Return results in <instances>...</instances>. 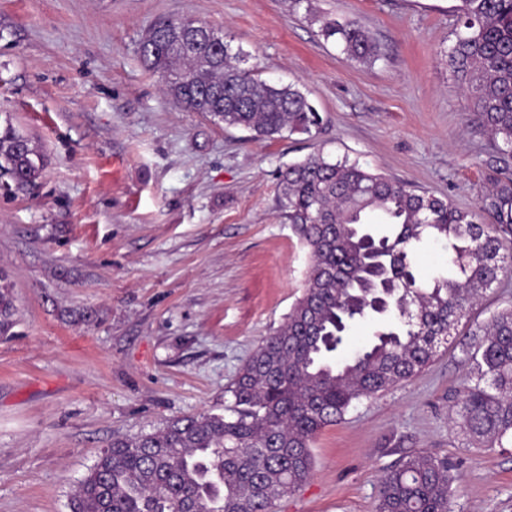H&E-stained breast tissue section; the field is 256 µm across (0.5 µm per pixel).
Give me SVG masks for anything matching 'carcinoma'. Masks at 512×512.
I'll return each instance as SVG.
<instances>
[{"label":"carcinoma","mask_w":512,"mask_h":512,"mask_svg":"<svg viewBox=\"0 0 512 512\" xmlns=\"http://www.w3.org/2000/svg\"><path fill=\"white\" fill-rule=\"evenodd\" d=\"M448 68L466 112L488 138L493 189L480 198L492 222L344 157L314 153L278 173L281 207L309 250L305 289L287 323L267 337L229 389L224 413L169 421L103 449L70 497L71 512H274L275 502L312 474L311 444L355 403L420 374L457 336L467 311L512 272V0H459ZM320 32L353 60L379 57L371 33L324 17ZM205 23L156 21L142 57L167 95L193 112L257 138L312 135L322 123L293 84H270L240 66L229 45L215 48ZM45 165L39 147L0 126V184L30 188ZM446 241L454 272L421 278L415 253ZM17 308L0 271V335ZM393 314L361 350L335 361L355 323ZM462 344L468 375L453 422L469 441L512 440V308L493 313ZM453 466L424 452L408 455L379 481L377 512H451Z\"/></svg>","instance_id":"cac0c4a2"}]
</instances>
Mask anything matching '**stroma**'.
<instances>
[{
    "label": "stroma",
    "mask_w": 512,
    "mask_h": 512,
    "mask_svg": "<svg viewBox=\"0 0 512 512\" xmlns=\"http://www.w3.org/2000/svg\"><path fill=\"white\" fill-rule=\"evenodd\" d=\"M457 0H0V123L46 165L0 191V269L18 314L0 336V512H70L99 452L167 421L220 413L261 342L287 320L310 255L279 207L280 169L323 151L478 208L487 139L446 52ZM222 32L263 80L294 84L316 137L258 139L167 96L141 61L154 22ZM360 24L379 58L320 32ZM512 305V278L458 326ZM457 343L417 377L357 403L312 445L310 479L275 512H375L382 471L417 452L456 466L452 512H512V444L453 426Z\"/></svg>",
    "instance_id": "35a3bbf8"
}]
</instances>
